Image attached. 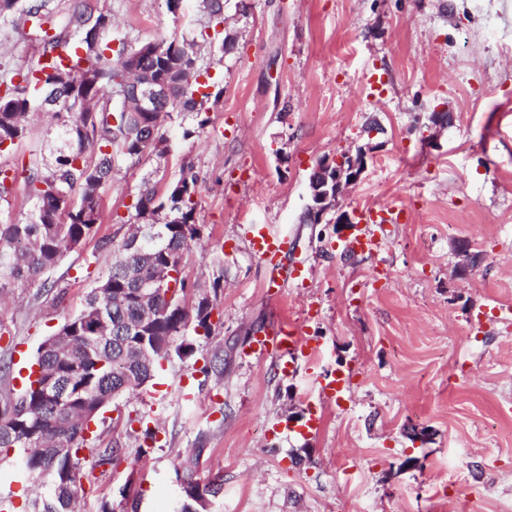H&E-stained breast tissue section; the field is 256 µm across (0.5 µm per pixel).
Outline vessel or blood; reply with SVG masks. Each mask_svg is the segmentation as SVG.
<instances>
[{"label": "vessel or blood", "instance_id": "b4317fda", "mask_svg": "<svg viewBox=\"0 0 512 512\" xmlns=\"http://www.w3.org/2000/svg\"><path fill=\"white\" fill-rule=\"evenodd\" d=\"M402 208L391 205L368 209L364 222L366 229L354 244L355 249L366 252L380 250L384 241L379 234L380 227L396 224L401 220ZM249 247L253 254L267 261L271 267V277L277 287L288 285L302 286L306 281L305 269L301 266H288L287 259L295 249V240L287 234L272 232L268 225H251L248 235ZM321 349L312 337L304 335L297 326L289 328L276 326L254 337L250 344V354L257 360L275 355L282 370H290L298 357L316 359Z\"/></svg>", "mask_w": 512, "mask_h": 512}]
</instances>
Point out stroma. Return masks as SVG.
I'll use <instances>...</instances> for the list:
<instances>
[{
  "mask_svg": "<svg viewBox=\"0 0 512 512\" xmlns=\"http://www.w3.org/2000/svg\"><path fill=\"white\" fill-rule=\"evenodd\" d=\"M43 3L41 30L28 10ZM88 4L109 15L102 40L115 50L208 25L201 0L176 13L166 0H20L0 17V81L21 82L43 30L72 42L66 21ZM223 31L232 50L198 48L205 111L173 112L165 155L115 152L101 223L48 274L64 300L36 284L0 298V367L18 394L40 344L109 269L144 182L165 192L193 164L200 237L181 268L216 329L100 415L86 463L113 445L122 457L95 464L78 512L124 498L134 512H179L188 475L220 479L208 512H512V316L492 312L512 306V0H224ZM443 111L444 130L430 122ZM370 140L373 159L328 223H303L317 162ZM56 143L40 119L0 151V222L28 220L26 172ZM383 205L404 208L406 223L381 252L347 255L333 219ZM250 224L296 238L295 260L312 269L305 287H270ZM461 240L477 257L464 271ZM289 322L319 340L317 364L285 374L246 356L250 336ZM217 354L223 376L204 374ZM333 374L349 389L332 402L315 379ZM312 417L321 430L304 432ZM146 428L156 440L142 454ZM20 466L0 459V497L30 512L41 487L16 479Z\"/></svg>",
  "mask_w": 512,
  "mask_h": 512,
  "instance_id": "stroma-1",
  "label": "stroma"
}]
</instances>
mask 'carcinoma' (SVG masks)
<instances>
[{
  "instance_id": "cac0c4a2",
  "label": "carcinoma",
  "mask_w": 512,
  "mask_h": 512,
  "mask_svg": "<svg viewBox=\"0 0 512 512\" xmlns=\"http://www.w3.org/2000/svg\"><path fill=\"white\" fill-rule=\"evenodd\" d=\"M202 4L208 24L223 23L224 0H202ZM108 24L102 12H73L68 25L80 34L77 46L86 54L71 48L56 55L59 42L46 44L45 62L38 69L43 77L27 76L24 86L7 83L0 96V145L13 144L28 133V115L37 104L30 84L54 82L61 97L53 112L60 131L53 161L30 168L27 175L34 199L32 218L24 224H0V295L39 282L63 299L66 287L45 274L100 222V189L111 178L114 162L109 148L116 145L131 158L149 148L165 154L158 146L164 141L160 130L170 116L169 107L164 103L159 111L140 112L135 118L112 111V94L119 93L123 82L139 71L153 72L178 90L182 112H200L210 97L202 91L203 73L197 57L185 47L187 39L161 40L157 54L148 50L133 60L120 53L111 58L105 54L107 45L96 48L81 38L88 30ZM78 98L92 101L93 111H71L68 102ZM197 185L189 164L182 165L178 180L161 196L154 185L144 183L136 215L152 216L151 222L159 223L163 232L154 260L147 263L121 244L119 259L89 292L85 308L39 347L36 363L41 376L17 398L9 390L0 396V453L16 449L29 475L52 478L48 492L32 500V512H75L77 476L83 466L79 452L86 445L89 422L118 397L151 380L159 350L181 360L193 352L186 339L188 330L210 336L213 307L200 300L189 305L184 278L174 279L177 294L170 300L163 295L146 307L136 296L140 284L158 268L181 272L188 241L199 234L193 202ZM169 213L172 221L167 222ZM46 381L59 387L62 399H45L41 385ZM183 491L180 512H207V497L217 493L191 477Z\"/></svg>"
}]
</instances>
